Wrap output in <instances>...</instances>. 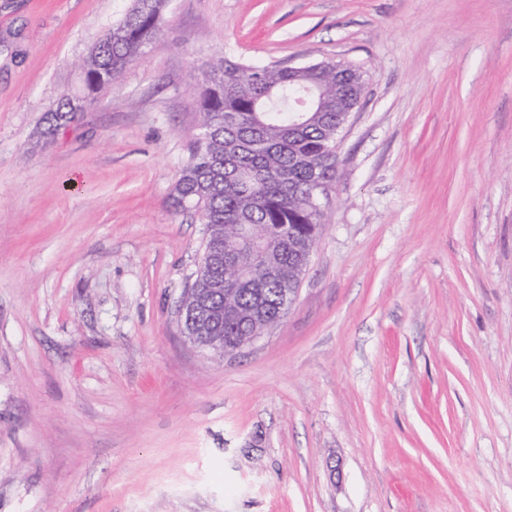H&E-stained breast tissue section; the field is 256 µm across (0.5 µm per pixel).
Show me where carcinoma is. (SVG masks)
Masks as SVG:
<instances>
[{
  "label": "carcinoma",
  "mask_w": 512,
  "mask_h": 512,
  "mask_svg": "<svg viewBox=\"0 0 512 512\" xmlns=\"http://www.w3.org/2000/svg\"><path fill=\"white\" fill-rule=\"evenodd\" d=\"M169 0H130L129 6L100 35L78 64L83 79L79 93L67 95L43 118L40 135L51 142L76 113L96 103L116 86L125 69L142 59L164 34ZM318 87L319 111L304 117L292 111L298 81ZM352 88L333 73L310 70L298 77L277 65H249L222 60L206 70L197 92L198 130L206 138L190 141V160L175 186L173 205L190 206L204 224L202 258L181 302L202 299L196 324L202 336H243L251 331L243 321L229 320L230 304H250L253 289L240 286L243 272L252 271L249 258L224 269V237L246 225L259 243L277 242L275 276L262 283L263 301L277 312L284 289L298 284L299 258L316 244L322 217L310 211L314 182L327 193L336 183V123ZM225 294L215 297L212 285Z\"/></svg>",
  "instance_id": "carcinoma-1"
}]
</instances>
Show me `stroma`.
Here are the masks:
<instances>
[{
  "label": "stroma",
  "mask_w": 512,
  "mask_h": 512,
  "mask_svg": "<svg viewBox=\"0 0 512 512\" xmlns=\"http://www.w3.org/2000/svg\"><path fill=\"white\" fill-rule=\"evenodd\" d=\"M122 0H0V512H512V0H171L53 143ZM362 70L287 317L183 338L172 197L222 58Z\"/></svg>",
  "instance_id": "1"
}]
</instances>
